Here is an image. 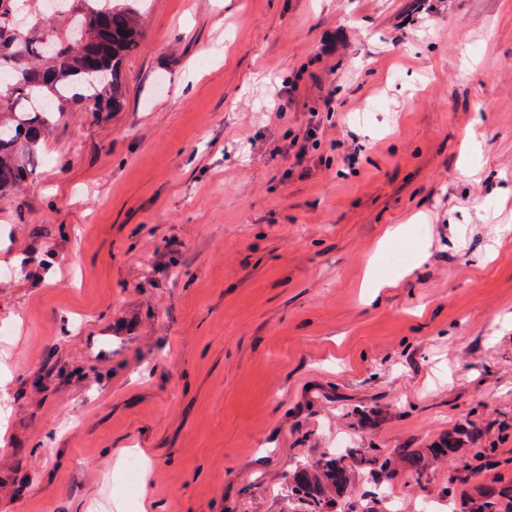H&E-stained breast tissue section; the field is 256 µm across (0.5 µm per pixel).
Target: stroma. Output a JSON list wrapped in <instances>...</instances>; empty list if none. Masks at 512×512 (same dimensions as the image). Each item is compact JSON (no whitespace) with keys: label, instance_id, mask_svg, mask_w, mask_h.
Segmentation results:
<instances>
[{"label":"stroma","instance_id":"stroma-1","mask_svg":"<svg viewBox=\"0 0 512 512\" xmlns=\"http://www.w3.org/2000/svg\"><path fill=\"white\" fill-rule=\"evenodd\" d=\"M414 3L150 0L123 109L75 112L0 203V512H279L337 440L418 448L468 416L512 450V0ZM331 71L287 174L269 153ZM300 91L299 84L296 80H288L283 82L277 93L278 104L273 112H271L272 120H282L284 112L288 110V104L292 103L298 96ZM320 112L323 111L319 108H311L309 110L310 118L306 125L291 136L286 146L277 147L274 150V157H281L288 162L293 161L292 167H288V174L293 173L295 166H302L309 154L310 146L324 136L325 129L323 120L319 117Z\"/></svg>","mask_w":512,"mask_h":512}]
</instances>
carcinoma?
Returning a JSON list of instances; mask_svg holds the SVG:
<instances>
[{"instance_id":"cac0c4a2","label":"carcinoma","mask_w":512,"mask_h":512,"mask_svg":"<svg viewBox=\"0 0 512 512\" xmlns=\"http://www.w3.org/2000/svg\"><path fill=\"white\" fill-rule=\"evenodd\" d=\"M145 0H0V200L39 167L58 122L79 106L94 118L125 100L123 66L144 36ZM464 420L423 448H329L288 472L286 512H392L385 489L428 484L449 512H512V479L472 486L476 467L501 466L495 448H478Z\"/></svg>"}]
</instances>
